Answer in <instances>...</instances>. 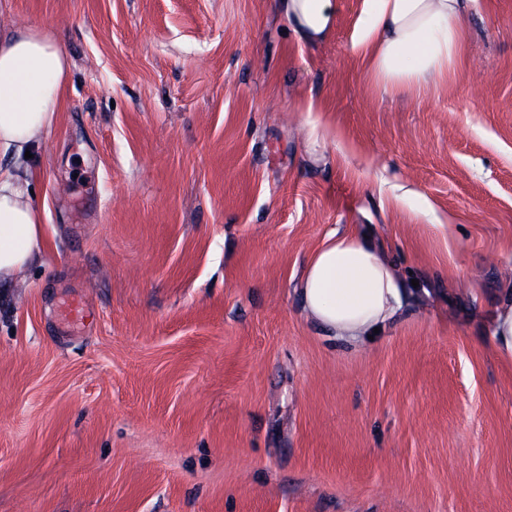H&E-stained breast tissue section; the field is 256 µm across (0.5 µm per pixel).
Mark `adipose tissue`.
Listing matches in <instances>:
<instances>
[{
	"label": "adipose tissue",
	"instance_id": "1",
	"mask_svg": "<svg viewBox=\"0 0 512 512\" xmlns=\"http://www.w3.org/2000/svg\"><path fill=\"white\" fill-rule=\"evenodd\" d=\"M473 0H360L351 51L376 85L423 90L464 59L463 21ZM302 41L326 40L333 0H280ZM70 67L63 47L37 28L0 27V155L23 158L54 128ZM43 216L30 182L0 166V281L17 279L44 247ZM302 308L327 336L357 347L403 308V283L379 247L354 232L332 233L310 257Z\"/></svg>",
	"mask_w": 512,
	"mask_h": 512
}]
</instances>
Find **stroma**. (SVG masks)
<instances>
[{"label": "stroma", "instance_id": "stroma-1", "mask_svg": "<svg viewBox=\"0 0 512 512\" xmlns=\"http://www.w3.org/2000/svg\"><path fill=\"white\" fill-rule=\"evenodd\" d=\"M359 2L310 45L274 0H6L71 69L10 162L46 242L0 286V512H512V0L419 94L352 54ZM334 231L408 283L358 349L297 292ZM492 346L504 362H512V302L496 311L490 321Z\"/></svg>", "mask_w": 512, "mask_h": 512}]
</instances>
